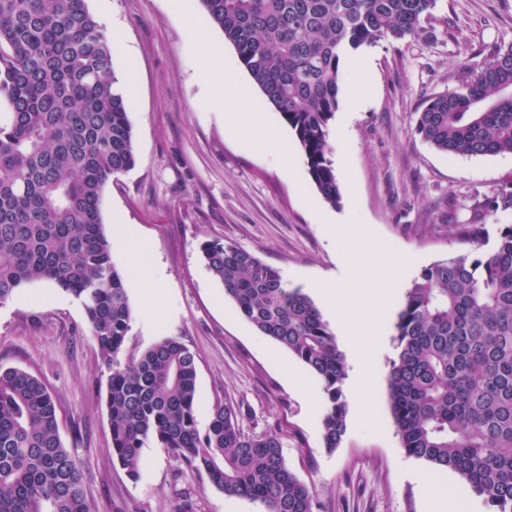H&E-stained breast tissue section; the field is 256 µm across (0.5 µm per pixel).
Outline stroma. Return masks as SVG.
Segmentation results:
<instances>
[{
	"mask_svg": "<svg viewBox=\"0 0 512 512\" xmlns=\"http://www.w3.org/2000/svg\"><path fill=\"white\" fill-rule=\"evenodd\" d=\"M176 12L170 0H87L102 31L117 32L116 76L137 71L129 102L136 163L102 199L104 232L126 274L130 330L113 360L90 334L82 304L48 283L20 288L0 307V367L38 377L53 395L61 440L77 459L93 512H264L228 497L201 471L155 443L142 450L138 479L112 457L102 397L110 363L125 364L165 338L197 359V421L231 404L249 435L277 434L289 468L314 488L313 512H437L422 493L431 467L409 457L391 415L387 377L396 356L397 315L421 269L470 252L458 225L485 212L489 234L512 224V154L450 156L415 132L423 100L452 90L490 50L512 43V0H437L417 36L359 50L344 68L328 147L341 199L327 203L310 179L294 132L254 85L234 47L199 0ZM247 86L259 132L238 129L200 72L204 47ZM496 210L485 211L488 202ZM138 243L127 251L122 236ZM210 241L254 252L289 286L312 297L344 356L359 353L367 380L347 397L338 448L322 439L320 381L241 316L213 277ZM157 281L145 288L141 265ZM336 288L328 307L322 287ZM386 289L377 306L371 289Z\"/></svg>",
	"mask_w": 512,
	"mask_h": 512,
	"instance_id": "35a3bbf8",
	"label": "stroma"
}]
</instances>
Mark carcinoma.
Wrapping results in <instances>:
<instances>
[{
    "label": "carcinoma",
    "mask_w": 512,
    "mask_h": 512,
    "mask_svg": "<svg viewBox=\"0 0 512 512\" xmlns=\"http://www.w3.org/2000/svg\"><path fill=\"white\" fill-rule=\"evenodd\" d=\"M255 85L299 141L323 199L340 202L328 150L341 58L422 31L436 0H200ZM0 306L47 281L79 299L108 362L121 349L132 309L112 260L101 199L135 166L128 101L112 52L86 0H0ZM416 133L459 156L512 154V44L451 91L421 104ZM484 214L462 226L481 245ZM207 267L240 314L301 361L325 395L322 438L347 430V369L313 299L277 268L234 245L209 242ZM387 378L406 453L450 470L489 512H512V225L487 252L422 269L396 322ZM195 354L165 338L112 367L105 404L112 456L136 479L155 442L204 470L227 496L265 512H312L313 487L288 468L277 434L247 435L235 408L216 404L205 432L196 420ZM0 512H92L83 472L58 433L46 386L0 369Z\"/></svg>",
    "instance_id": "carcinoma-1"
}]
</instances>
